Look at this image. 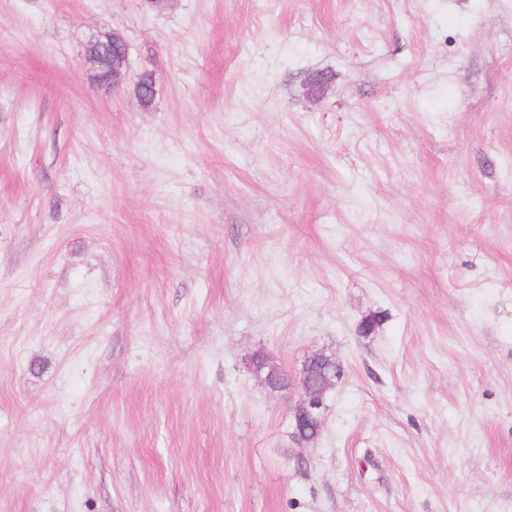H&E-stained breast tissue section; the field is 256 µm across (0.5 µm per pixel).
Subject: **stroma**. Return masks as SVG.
Instances as JSON below:
<instances>
[{
  "label": "stroma",
  "instance_id": "obj_1",
  "mask_svg": "<svg viewBox=\"0 0 512 512\" xmlns=\"http://www.w3.org/2000/svg\"><path fill=\"white\" fill-rule=\"evenodd\" d=\"M0 512H512V0H0ZM117 36L118 35L115 32L107 33L101 38L93 41L86 50L85 63L93 72L94 80L103 86H118L122 81L123 70L128 57L127 44L126 49L121 56L114 58H112V55L108 56V69L106 76L101 74V69L99 67V61L102 58L101 56H103L102 49L104 47L108 48L110 45H112V40ZM335 359L334 355L314 352L304 358L295 373H288L274 363L268 353L255 351L248 357L249 367L262 387L269 393L288 397L293 428L291 435L299 445L316 442L311 428L316 425L324 426L327 398L342 378L326 377L317 380L314 377V368L318 363Z\"/></svg>",
  "mask_w": 512,
  "mask_h": 512
}]
</instances>
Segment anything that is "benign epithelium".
<instances>
[{"instance_id":"7a95c632","label":"benign epithelium","mask_w":512,"mask_h":512,"mask_svg":"<svg viewBox=\"0 0 512 512\" xmlns=\"http://www.w3.org/2000/svg\"><path fill=\"white\" fill-rule=\"evenodd\" d=\"M117 33H107L93 41L86 50L85 63L93 72L94 80L103 86H118L121 84L123 70L128 53L119 57L108 58L107 74H101L99 61L102 49L112 45ZM335 356L324 352H314L306 356L301 367L294 373L280 367L262 351H255L248 357V364L262 387L270 393H278L288 398L289 414L292 421V438L299 445L316 442V436L311 428L324 425L327 398L336 388L338 379L326 377L315 379L314 368L317 364L331 361Z\"/></svg>"}]
</instances>
